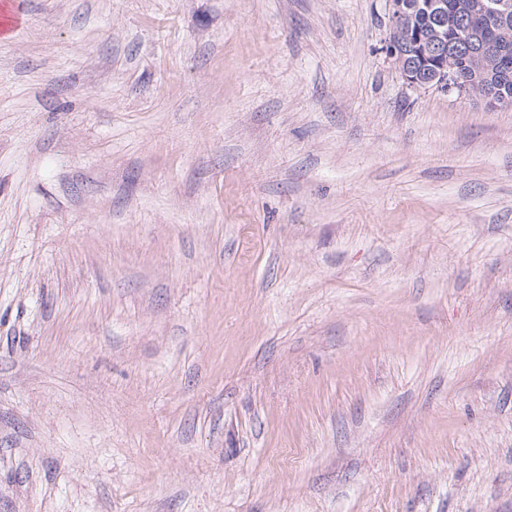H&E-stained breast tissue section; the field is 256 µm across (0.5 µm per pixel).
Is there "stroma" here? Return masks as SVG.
Returning <instances> with one entry per match:
<instances>
[{"instance_id": "1", "label": "stroma", "mask_w": 512, "mask_h": 512, "mask_svg": "<svg viewBox=\"0 0 512 512\" xmlns=\"http://www.w3.org/2000/svg\"><path fill=\"white\" fill-rule=\"evenodd\" d=\"M0 512H512V108L385 0H21Z\"/></svg>"}]
</instances>
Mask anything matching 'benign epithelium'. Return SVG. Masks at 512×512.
Returning a JSON list of instances; mask_svg holds the SVG:
<instances>
[{
    "label": "benign epithelium",
    "mask_w": 512,
    "mask_h": 512,
    "mask_svg": "<svg viewBox=\"0 0 512 512\" xmlns=\"http://www.w3.org/2000/svg\"><path fill=\"white\" fill-rule=\"evenodd\" d=\"M388 28L385 52L406 86L412 90L461 91L480 99L487 107L497 106L475 78H462L456 62L462 56H479L489 68L506 72L508 57L488 50L491 26L512 24V0H387ZM428 17L430 29L417 32L407 46L398 35L416 13Z\"/></svg>",
    "instance_id": "7a95c632"
}]
</instances>
